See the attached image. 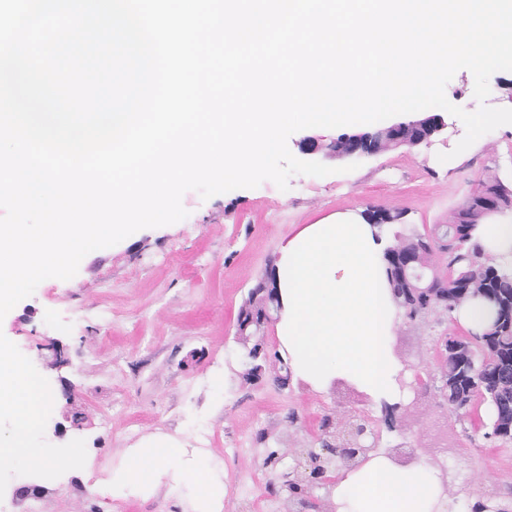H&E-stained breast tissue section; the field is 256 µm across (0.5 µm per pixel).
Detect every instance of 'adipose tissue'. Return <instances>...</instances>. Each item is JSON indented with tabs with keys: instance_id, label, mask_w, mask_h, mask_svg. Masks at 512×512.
<instances>
[{
	"instance_id": "adipose-tissue-1",
	"label": "adipose tissue",
	"mask_w": 512,
	"mask_h": 512,
	"mask_svg": "<svg viewBox=\"0 0 512 512\" xmlns=\"http://www.w3.org/2000/svg\"><path fill=\"white\" fill-rule=\"evenodd\" d=\"M474 240L485 253L512 263V221L487 218ZM387 246L386 236L373 226L345 215L303 225L280 244L273 272L280 301L275 328L280 354L299 382L321 392L346 378L375 401H395L398 366L390 336L397 308L385 275ZM48 412L45 384L0 339V424L10 427L9 435L0 437L1 467L22 456L32 466L50 462L49 449L25 446ZM183 456L171 441H150L130 450L112 484L147 492L166 467L173 484L190 487L211 512L224 488L215 483L205 457L187 463ZM439 484L436 468L402 464L382 451L339 474L331 493L337 512H435Z\"/></svg>"
}]
</instances>
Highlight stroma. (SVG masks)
Returning a JSON list of instances; mask_svg holds the SVG:
<instances>
[{
	"label": "stroma",
	"instance_id": "obj_1",
	"mask_svg": "<svg viewBox=\"0 0 512 512\" xmlns=\"http://www.w3.org/2000/svg\"><path fill=\"white\" fill-rule=\"evenodd\" d=\"M429 143L360 160L348 173L295 175L288 190L270 181L210 198L186 192L188 215L167 226L89 253L74 277L42 281L0 321V338L27 358L48 387L50 414L29 441L50 449L42 467L0 468V484L34 480L39 494L0 500V512H195L188 491L163 483L147 493L105 500L102 476L129 449L169 437L206 455L227 489L240 490L217 512H285L269 494L275 480L270 451L299 454L313 447L322 416L355 410L369 418L378 446L413 453L416 462L445 466L455 486L492 487L512 499V443L464 429L429 398L401 391L409 407L388 427L381 408L353 383L339 379L324 392L302 383L280 387L241 378L236 317L248 291L278 257V244L301 225L371 207L403 212L406 230L448 223L477 189L497 176L512 184V124L480 137L454 155L462 121ZM451 153L447 162L438 154ZM62 348L66 363L54 362ZM267 429L269 438L255 435ZM241 446L231 450L229 438Z\"/></svg>",
	"mask_w": 512,
	"mask_h": 512
}]
</instances>
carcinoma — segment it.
Wrapping results in <instances>:
<instances>
[{
  "label": "carcinoma",
  "mask_w": 512,
  "mask_h": 512,
  "mask_svg": "<svg viewBox=\"0 0 512 512\" xmlns=\"http://www.w3.org/2000/svg\"><path fill=\"white\" fill-rule=\"evenodd\" d=\"M409 138L408 129L386 126L376 132L375 146L382 153ZM475 228L459 223L456 214L451 224H436L424 234L394 232L386 252L387 278L400 319L427 334L469 300L484 298L497 308L495 333L472 345L469 363L445 352L434 368L438 378H448L440 402L463 421L473 401L482 399L493 411L490 435L506 442L512 441V315L501 303L512 301V274L474 243ZM269 306H279L275 288L259 281L237 317L238 342L250 354L263 347L250 321Z\"/></svg>",
  "instance_id": "carcinoma-1"
}]
</instances>
